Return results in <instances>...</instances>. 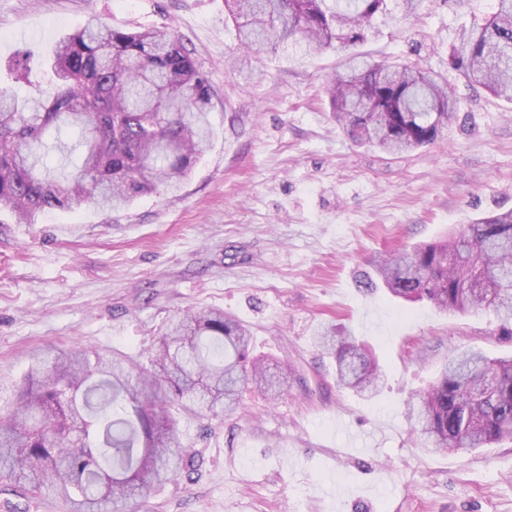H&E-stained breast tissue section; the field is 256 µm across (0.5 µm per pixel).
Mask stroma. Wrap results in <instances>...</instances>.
Returning <instances> with one entry per match:
<instances>
[{"mask_svg": "<svg viewBox=\"0 0 512 512\" xmlns=\"http://www.w3.org/2000/svg\"><path fill=\"white\" fill-rule=\"evenodd\" d=\"M492 5L418 0L409 16L391 0L360 45L456 89L459 122L390 156L336 126L325 94L336 50L279 47L247 64L224 0H0V87L48 89L45 57L89 16L165 25L211 83L215 130L178 193L112 212L54 209L31 224L0 212V373L20 376L46 345L135 357L170 319L207 307L248 326L256 354L288 371L275 403L248 386L222 420L183 418L193 468L118 512H512V441L432 453L406 418L454 349L510 357L512 334L487 310L446 314L360 286L385 252L512 208V104L448 66L459 31ZM325 324L376 354L375 397L337 386L314 344Z\"/></svg>", "mask_w": 512, "mask_h": 512, "instance_id": "stroma-1", "label": "stroma"}]
</instances>
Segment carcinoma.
Segmentation results:
<instances>
[{"label": "carcinoma", "instance_id": "cac0c4a2", "mask_svg": "<svg viewBox=\"0 0 512 512\" xmlns=\"http://www.w3.org/2000/svg\"><path fill=\"white\" fill-rule=\"evenodd\" d=\"M463 28L448 64L472 88L512 102V0ZM387 0H232L239 44L257 57L304 43L333 48L343 71L327 85L336 123L358 144L386 154L432 144L458 118L441 76L413 65L375 62L354 48L368 40ZM50 87L20 98L0 90V210L20 223L53 209H114L178 189L213 137L212 87L168 29L130 31L89 18L56 42ZM78 130L56 174L43 162L47 136ZM389 293L427 300L443 312L491 310L512 327V210L473 219L447 236L396 250L376 264ZM336 362L337 384L376 395V357L329 329L315 337ZM251 332L220 309L172 320L146 361L98 347L39 348L21 378L0 375V482L54 496L69 512H107L174 479L193 458L178 412L217 418L251 382L276 400L288 372L253 355ZM426 449L465 453L512 439V358L458 350L418 395Z\"/></svg>", "mask_w": 512, "mask_h": 512}]
</instances>
